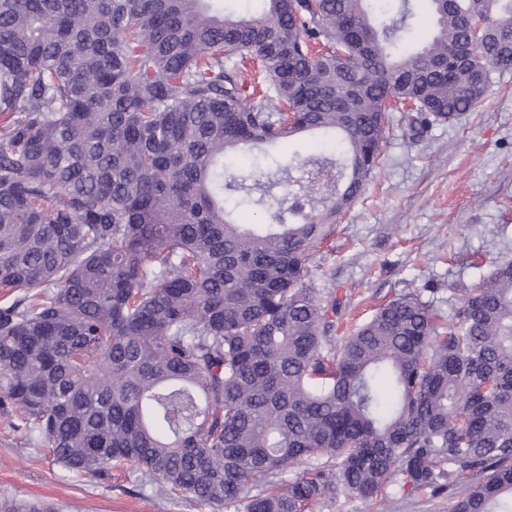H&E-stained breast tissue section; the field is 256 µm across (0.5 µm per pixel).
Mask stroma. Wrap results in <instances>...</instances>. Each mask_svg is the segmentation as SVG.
I'll return each instance as SVG.
<instances>
[{"label": "stroma", "mask_w": 512, "mask_h": 512, "mask_svg": "<svg viewBox=\"0 0 512 512\" xmlns=\"http://www.w3.org/2000/svg\"><path fill=\"white\" fill-rule=\"evenodd\" d=\"M479 111L414 134L392 122L364 195L309 261L315 286L343 300L339 335L376 307L417 289L444 315L458 300L448 287L471 282L512 258V68L492 69ZM57 512H244L187 495H167L133 472L79 475L45 449L25 445L0 417V500ZM447 496L392 493L386 505L338 493L311 512H449Z\"/></svg>", "instance_id": "stroma-1"}]
</instances>
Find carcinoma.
<instances>
[{
	"label": "carcinoma",
	"instance_id": "cac0c4a2",
	"mask_svg": "<svg viewBox=\"0 0 512 512\" xmlns=\"http://www.w3.org/2000/svg\"><path fill=\"white\" fill-rule=\"evenodd\" d=\"M263 2L0 0V413L73 473L213 507L394 486L512 512V259L453 318L408 290L340 337L308 266L390 113L452 122L512 67V0H426L415 51L414 0ZM303 133L344 159L224 172Z\"/></svg>",
	"mask_w": 512,
	"mask_h": 512
}]
</instances>
